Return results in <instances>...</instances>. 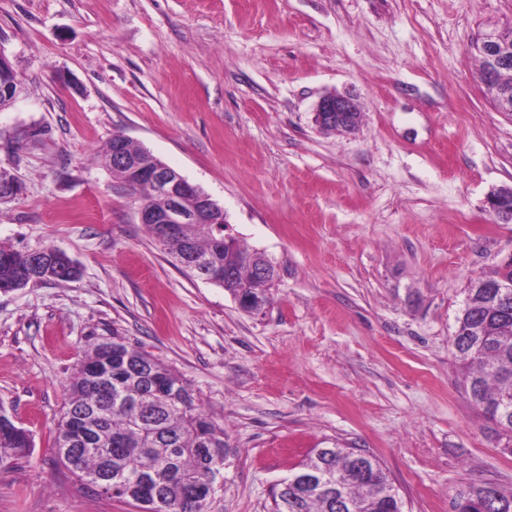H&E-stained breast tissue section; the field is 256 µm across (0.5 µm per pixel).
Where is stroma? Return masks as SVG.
I'll list each match as a JSON object with an SVG mask.
<instances>
[{
    "mask_svg": "<svg viewBox=\"0 0 512 512\" xmlns=\"http://www.w3.org/2000/svg\"><path fill=\"white\" fill-rule=\"evenodd\" d=\"M512 0H0L21 92L0 110V244L53 246L68 283L0 292V405L34 441L0 512H139L52 454L87 345L119 334L179 374L236 455L209 512H271L312 449L375 456L405 512L512 491V454L459 387L471 281L512 255V117L470 46ZM349 93L355 135L320 130ZM128 137L223 206L277 277L263 311L183 274L101 162ZM362 113L357 100L347 94H327L320 98L314 122L322 130L352 133L359 129Z\"/></svg>",
    "mask_w": 512,
    "mask_h": 512,
    "instance_id": "35a3bbf8",
    "label": "stroma"
}]
</instances>
